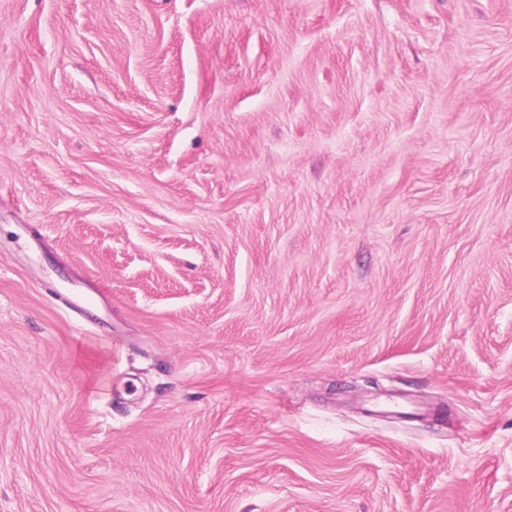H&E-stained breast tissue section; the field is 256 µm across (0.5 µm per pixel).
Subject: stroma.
Returning a JSON list of instances; mask_svg holds the SVG:
<instances>
[{
    "label": "stroma",
    "mask_w": 512,
    "mask_h": 512,
    "mask_svg": "<svg viewBox=\"0 0 512 512\" xmlns=\"http://www.w3.org/2000/svg\"><path fill=\"white\" fill-rule=\"evenodd\" d=\"M0 512H512V0H0Z\"/></svg>",
    "instance_id": "35a3bbf8"
}]
</instances>
